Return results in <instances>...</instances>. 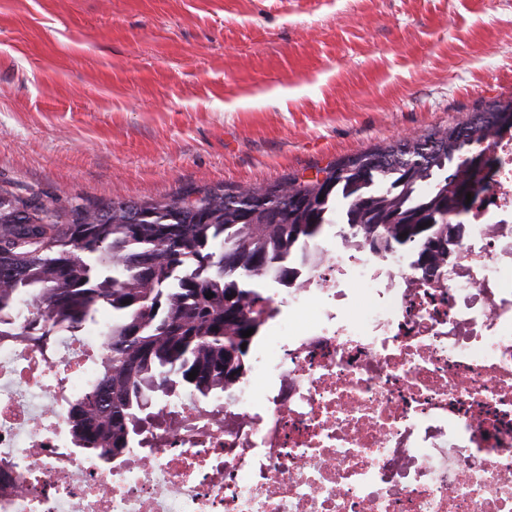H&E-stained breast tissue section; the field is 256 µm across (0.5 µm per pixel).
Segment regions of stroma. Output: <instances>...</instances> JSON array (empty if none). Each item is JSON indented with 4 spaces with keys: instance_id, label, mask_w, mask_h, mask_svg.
Listing matches in <instances>:
<instances>
[{
    "instance_id": "stroma-1",
    "label": "stroma",
    "mask_w": 512,
    "mask_h": 512,
    "mask_svg": "<svg viewBox=\"0 0 512 512\" xmlns=\"http://www.w3.org/2000/svg\"><path fill=\"white\" fill-rule=\"evenodd\" d=\"M512 95V0H0V186H266Z\"/></svg>"
}]
</instances>
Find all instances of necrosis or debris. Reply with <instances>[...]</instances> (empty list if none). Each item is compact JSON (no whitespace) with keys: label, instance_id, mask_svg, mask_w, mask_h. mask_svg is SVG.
Returning a JSON list of instances; mask_svg holds the SVG:
<instances>
[{"label":"necrosis or debris","instance_id":"obj_1","mask_svg":"<svg viewBox=\"0 0 512 512\" xmlns=\"http://www.w3.org/2000/svg\"><path fill=\"white\" fill-rule=\"evenodd\" d=\"M438 275L337 240L278 289L231 397L111 460L72 439L106 318L0 340V512H512V138Z\"/></svg>","mask_w":512,"mask_h":512}]
</instances>
